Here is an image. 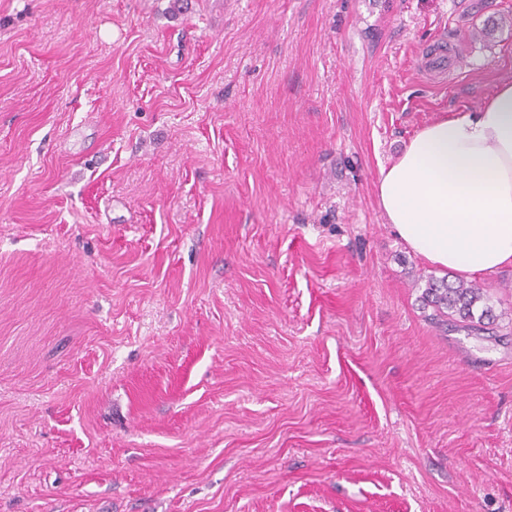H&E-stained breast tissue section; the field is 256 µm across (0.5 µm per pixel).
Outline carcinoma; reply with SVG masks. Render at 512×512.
I'll return each mask as SVG.
<instances>
[{"instance_id": "carcinoma-1", "label": "carcinoma", "mask_w": 512, "mask_h": 512, "mask_svg": "<svg viewBox=\"0 0 512 512\" xmlns=\"http://www.w3.org/2000/svg\"><path fill=\"white\" fill-rule=\"evenodd\" d=\"M421 299L423 308L431 310L428 319L440 326L452 321L461 328L479 330L498 319L483 290L463 280L427 276Z\"/></svg>"}]
</instances>
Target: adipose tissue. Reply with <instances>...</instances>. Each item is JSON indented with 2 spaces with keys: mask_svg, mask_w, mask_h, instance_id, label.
I'll use <instances>...</instances> for the list:
<instances>
[{
  "mask_svg": "<svg viewBox=\"0 0 512 512\" xmlns=\"http://www.w3.org/2000/svg\"><path fill=\"white\" fill-rule=\"evenodd\" d=\"M377 201L429 264L468 280L512 268V82L416 133L380 168Z\"/></svg>",
  "mask_w": 512,
  "mask_h": 512,
  "instance_id": "1",
  "label": "adipose tissue"
}]
</instances>
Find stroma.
Masks as SVG:
<instances>
[{
	"mask_svg": "<svg viewBox=\"0 0 512 512\" xmlns=\"http://www.w3.org/2000/svg\"><path fill=\"white\" fill-rule=\"evenodd\" d=\"M170 3L0 0V512H512V269L376 198L512 0ZM424 281L423 309H431L427 317L433 323L446 329L449 320L460 328L480 330L498 319L482 288L475 284L463 280L450 282L447 278L432 275L426 276Z\"/></svg>",
	"mask_w": 512,
	"mask_h": 512,
	"instance_id": "stroma-1",
	"label": "stroma"
}]
</instances>
